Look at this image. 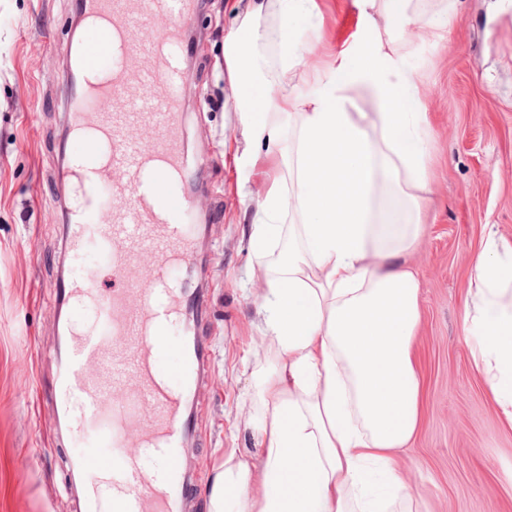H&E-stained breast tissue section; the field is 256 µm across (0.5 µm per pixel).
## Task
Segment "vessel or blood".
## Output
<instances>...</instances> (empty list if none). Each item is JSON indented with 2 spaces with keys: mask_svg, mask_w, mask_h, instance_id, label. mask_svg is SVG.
I'll return each mask as SVG.
<instances>
[{
  "mask_svg": "<svg viewBox=\"0 0 512 512\" xmlns=\"http://www.w3.org/2000/svg\"><path fill=\"white\" fill-rule=\"evenodd\" d=\"M79 11L88 34L70 52L82 91L67 114L78 197L69 249L77 258L96 252L113 279L135 273L142 285L105 293L88 277L58 283L69 318L52 398L77 449L84 512H181L188 483L179 459L196 431L189 399L207 358L200 336L170 334L172 323L202 314L196 230L181 191L189 164L179 51L194 0H80ZM138 127L155 131L152 148L129 137ZM106 208L108 224L99 220ZM144 253L152 264L136 270ZM89 308L99 321L87 330ZM146 452L164 479L146 471Z\"/></svg>",
  "mask_w": 512,
  "mask_h": 512,
  "instance_id": "obj_1",
  "label": "vessel or blood"
}]
</instances>
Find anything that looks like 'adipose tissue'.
<instances>
[{"label":"adipose tissue","instance_id":"1","mask_svg":"<svg viewBox=\"0 0 512 512\" xmlns=\"http://www.w3.org/2000/svg\"><path fill=\"white\" fill-rule=\"evenodd\" d=\"M362 30L337 52L305 48L298 22L323 27L318 0H230L239 24L224 60L245 136L271 146L248 165L264 186L251 249L264 288L256 313L265 352L250 398L256 450L215 466L209 512H385L413 496L397 453L420 421L414 343L419 282L404 259L422 236L428 114L390 37L393 26L439 31L409 0H355ZM282 18L286 63L305 61L310 97L256 84L257 20ZM287 162L273 150L283 121ZM287 178H280V165ZM298 217L282 223L284 209ZM464 321L475 372L512 428V242L488 236L474 258Z\"/></svg>","mask_w":512,"mask_h":512}]
</instances>
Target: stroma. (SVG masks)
<instances>
[{
	"label": "stroma",
	"mask_w": 512,
	"mask_h": 512,
	"mask_svg": "<svg viewBox=\"0 0 512 512\" xmlns=\"http://www.w3.org/2000/svg\"><path fill=\"white\" fill-rule=\"evenodd\" d=\"M328 41L344 45L361 27L352 0H324ZM77 0H0V512H82L74 449L43 395L54 384L63 317L55 285L66 275L113 281L99 266L73 264L65 215L74 201L67 159L65 52ZM237 18L226 0H203L185 52L183 138L203 164L193 213L209 226L199 288L209 358L195 389L197 434L182 450L193 482L183 512H209L214 465L225 449H254L245 422L261 354L254 326L257 283L252 218L239 203L257 186L246 157L265 152L242 137L225 78L224 40ZM429 114L435 192L424 234L406 263L420 285L416 368L421 424L398 464L414 512H512V430L505 428L471 366L464 308L472 259L484 236L512 241V0H458L448 27L392 29ZM263 82L311 94L303 66L285 68L272 40L253 53Z\"/></svg>",
	"instance_id": "stroma-1"
}]
</instances>
